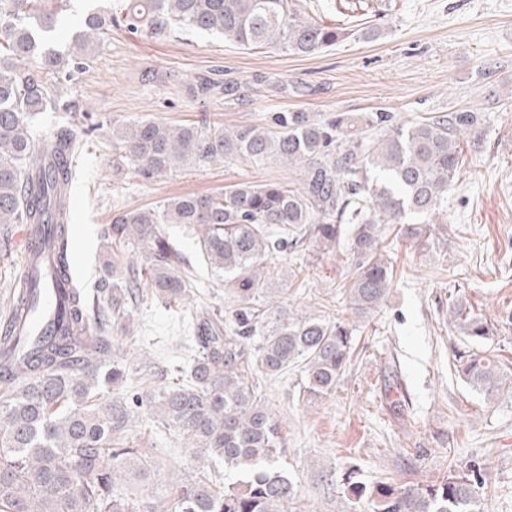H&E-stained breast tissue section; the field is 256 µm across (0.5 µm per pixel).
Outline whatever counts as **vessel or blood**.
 <instances>
[{
    "mask_svg": "<svg viewBox=\"0 0 512 512\" xmlns=\"http://www.w3.org/2000/svg\"><path fill=\"white\" fill-rule=\"evenodd\" d=\"M18 241L22 271L33 286L31 315L24 333L38 336L62 321V294L71 282L65 277L58 280L51 277L54 254L47 240L40 238L32 225H22Z\"/></svg>",
    "mask_w": 512,
    "mask_h": 512,
    "instance_id": "1",
    "label": "vessel or blood"
}]
</instances>
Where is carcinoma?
<instances>
[{
	"mask_svg": "<svg viewBox=\"0 0 512 512\" xmlns=\"http://www.w3.org/2000/svg\"><path fill=\"white\" fill-rule=\"evenodd\" d=\"M42 0H0V224L47 229L58 270L70 273L73 162L83 141L104 124L58 88L88 65L112 29L167 37L185 31L222 38L247 49L278 45L314 55L357 33L336 29L300 8L304 0H117L112 10L91 6L65 41L60 12ZM282 97L312 94L258 72L251 80L203 75L185 87L193 100L250 105L247 89ZM62 104L69 119L41 143L33 122ZM378 133L354 130L338 114L323 118L284 106L258 124L231 128L207 122L174 124L142 117L112 121V166L153 181L183 168L240 161H280L299 171V185L241 182L204 195H183L156 207L128 209L102 229L107 248L140 259L112 262L93 295L76 288L64 297V319L50 334L15 344L13 327L25 316L19 297L26 277L14 282V302L0 327V512H298L296 491L281 460V425L258 393V379L302 369L301 388L321 397L351 363L356 324L299 312L269 299L268 265L307 238L319 249L339 243L352 225L353 274L348 310L372 316L390 288L394 258L383 246L386 225L394 235L424 248L448 236L434 216L456 183L464 134L484 126L473 110L409 124L369 117ZM185 224L199 252L232 292L231 308L180 312L195 355L176 385H154L128 395L126 365L113 338L132 334L130 308L151 297L180 307L193 288V270L162 231ZM449 317L466 338L491 339L487 321L458 296ZM463 380L486 395L512 397V373L492 354L473 352ZM146 408L149 427L176 430L196 449L197 469L153 501L130 485L152 484L155 467L126 440L136 410ZM222 465L235 480L219 489L212 470ZM481 469L451 466L431 484L408 486L392 478L369 490L353 476L347 492L372 512H481Z\"/></svg>",
	"mask_w": 512,
	"mask_h": 512,
	"instance_id": "cac0c4a2",
	"label": "carcinoma"
}]
</instances>
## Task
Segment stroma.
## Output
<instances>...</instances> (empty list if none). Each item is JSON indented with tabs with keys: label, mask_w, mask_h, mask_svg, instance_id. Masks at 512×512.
Returning <instances> with one entry per match:
<instances>
[{
	"label": "stroma",
	"mask_w": 512,
	"mask_h": 512,
	"mask_svg": "<svg viewBox=\"0 0 512 512\" xmlns=\"http://www.w3.org/2000/svg\"><path fill=\"white\" fill-rule=\"evenodd\" d=\"M313 6L324 24L339 26L355 15L381 35L373 41L351 37L302 56L275 46L245 49L191 32L157 39L115 29L86 69L75 73L65 97L109 120L153 117L183 124L205 117L226 127L257 123L282 105L356 118L383 111L396 124L463 109L484 113L482 135L477 145H465L448 207L437 216L448 225L443 251L389 242L396 259L393 286L378 312L360 320L357 352L335 390L304 399L297 368L261 379L260 390L283 428L282 464L308 512H371L348 495L344 481L351 473L370 488L384 477L426 484L452 465L483 470V512H512V400L486 398L455 372L458 355L472 345L448 316L449 301L465 298L496 328L489 347L512 368V101L503 106L493 98L498 91L512 94V0H313ZM150 70L161 77L177 73L183 84L144 82ZM257 72L308 84L313 93L285 99L261 91L251 106L227 110L191 100L183 90L202 74L245 82ZM76 171L70 242L83 265L73 274L88 293L105 273L100 232L114 211L239 181L298 180L295 169L271 160L146 182L131 170H113L112 138L105 130L88 137ZM163 230L195 272L190 306L229 307L231 295L201 260L189 229L167 224ZM15 232L12 226L0 229V318L20 268ZM279 267L292 272L282 302L327 319L345 313L352 273L347 240L326 251L305 243ZM132 314L134 332L120 338L116 350L132 374L159 372L171 382L176 365L191 354L176 313L150 298ZM132 435L159 473L148 494L164 493L197 466L178 433L137 427Z\"/></svg>",
	"instance_id": "obj_1"
}]
</instances>
